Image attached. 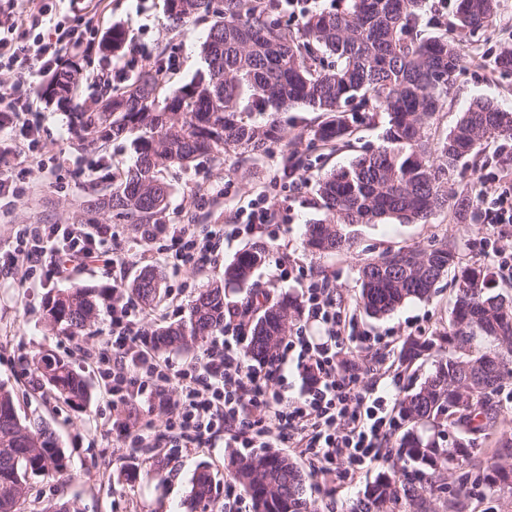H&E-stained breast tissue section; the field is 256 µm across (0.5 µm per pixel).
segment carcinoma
I'll return each mask as SVG.
<instances>
[{
    "mask_svg": "<svg viewBox=\"0 0 512 512\" xmlns=\"http://www.w3.org/2000/svg\"><path fill=\"white\" fill-rule=\"evenodd\" d=\"M173 26L210 12L211 0H164ZM430 0H341L333 10L307 12L295 28L283 26L281 0H224L215 11L202 53L207 71L189 83L164 88L158 71L143 69L123 89L101 101L112 112L75 113L83 140L132 138L134 164L112 180L108 196L94 194L86 211L105 210L129 224H154L165 209L169 185L162 171L184 167L200 156L233 149L262 154L286 138L275 113L303 108L330 119L315 130L324 144L351 133L348 111L386 115L383 144L318 179L324 218L308 225L307 247L315 253L350 251L356 226L392 219L427 222L452 207L464 221L481 214L470 196L448 187L463 161L478 164L482 144L512 138V112L477 98L456 126L437 143L428 134L443 108L462 62L456 31L484 28L499 0H456L448 33L424 38L419 26ZM77 68L56 71L42 94L58 103L76 96ZM262 112L261 123L244 114ZM269 253L254 242L224 267L189 306L187 320L154 332L158 351L195 347L224 329L225 288H253V276ZM455 265L446 243L409 247L365 260L359 270L358 305L383 317L413 300H425ZM485 267L466 268L456 281L448 330L439 338L409 336L398 356L410 365L439 343L433 369L398 402L409 424L388 455L396 457L366 487L352 512H464L471 490L481 498L512 497V433L501 434L492 456L479 458L477 439L501 424L498 396L504 375L512 376V294L490 287ZM162 276L148 269L130 291L146 306L160 295ZM104 288L74 286L45 302L51 329L76 336L96 322V299ZM293 298L265 299L251 335L247 363H266L297 320ZM37 369L64 403L81 409L90 399L84 376L62 359L43 355ZM467 463L472 469L461 473ZM231 475L251 497L255 512H314L305 497V476L286 455L271 448L231 459ZM57 438L40 418H22L12 390L0 385V512H21L32 476L68 472ZM212 480L201 470L190 500L210 498Z\"/></svg>",
    "mask_w": 512,
    "mask_h": 512,
    "instance_id": "cac0c4a2",
    "label": "carcinoma"
}]
</instances>
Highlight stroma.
Here are the masks:
<instances>
[{
  "mask_svg": "<svg viewBox=\"0 0 512 512\" xmlns=\"http://www.w3.org/2000/svg\"><path fill=\"white\" fill-rule=\"evenodd\" d=\"M48 10L39 32H53L56 21L77 26L83 36L80 47L64 59L80 69L77 102L92 111L105 88L93 84L104 57L112 59L109 85L122 87L146 67L159 71L163 85L190 82L203 70L201 54L209 23L200 20L171 30L164 0H38ZM126 30L127 40L119 50L108 45L113 25ZM466 57L458 72L442 112L431 127L439 139L454 127L462 112L476 97L493 100L512 109V73L493 71L496 53L512 44V0H500L492 23L477 34L461 37ZM108 85V86H109ZM40 109L31 113L37 123L41 159L27 165L26 193L14 207L0 213V383L13 388L20 416L42 417L54 431L69 459V471L62 476H40L30 481L24 512H45L50 505L74 504L77 512H224V493L233 483L229 457L235 450L232 432L217 434L209 445L182 448H129L112 434L111 419L126 417L162 423L156 408L144 402L113 406L112 396L87 353L99 347L112 333V301L98 302L96 333L70 338L51 330L42 310L48 295L76 285L112 287V274L100 266L76 267L62 280L45 281L41 267L29 262L9 263L21 230L34 224H78L84 222L86 201L91 191L108 193L114 172L132 164L134 151L129 140L109 143L78 140L72 130L68 106L40 98ZM287 143L273 144L268 152L241 158L231 151L219 157L198 159L186 169L166 173L170 185L167 207L160 216L163 224H191L197 235H205L209 225H235L239 211L247 209L258 193H265L268 205L280 224L276 240L267 232L259 236L231 235L218 246L214 256L196 267L170 269L166 252L159 244L145 243L138 229L111 222L99 215V223H113L120 235L125 256L121 280L130 284L148 267L164 272L160 298L148 307L140 324L142 331L177 323L189 313V304L199 288L221 279L224 267L253 239L269 240L271 253L257 271V288L282 296L301 297L309 279L326 280L336 301L354 308L358 330L372 336L389 337L382 352H364L359 357L366 386L400 398L405 389L417 386L432 366V356H424L410 369L396 365L403 339L408 335L436 336L448 328L455 302L454 273H447L434 295L426 301H411L389 316L377 319L355 308L360 291L358 269L364 259L403 247H426L448 241L457 248L458 268L490 266L497 246L486 223L468 224L452 211L438 212L427 224H399L382 221L358 229L357 245L350 252L315 256L304 247L306 226L322 218L314 191L318 176L347 164L353 157L377 148L382 142L383 115L372 120H356L355 132L337 150L325 148L313 137L323 115L294 109L280 113ZM297 151L305 164L284 174L287 150ZM512 175V140L492 139L484 145L478 166L464 164L452 179L455 191L471 196L493 192L499 178ZM287 259L293 273L286 281L275 282L271 274L279 259ZM49 354L71 363L87 379L91 398L77 409L58 399L36 370V356ZM277 451L288 455L306 476L305 496L316 512H349L365 487L384 469L373 463L356 475L343 478L335 473L317 475L309 459L298 449L276 443ZM206 468L212 476L209 500L193 504L189 490L195 472Z\"/></svg>",
  "mask_w": 512,
  "mask_h": 512,
  "instance_id": "stroma-1",
  "label": "stroma"
}]
</instances>
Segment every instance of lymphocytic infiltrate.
Instances as JSON below:
<instances>
[{
  "label": "lymphocytic infiltrate",
  "mask_w": 512,
  "mask_h": 512,
  "mask_svg": "<svg viewBox=\"0 0 512 512\" xmlns=\"http://www.w3.org/2000/svg\"><path fill=\"white\" fill-rule=\"evenodd\" d=\"M13 7L0 10V69L16 74L15 83L0 92L5 113L21 118L32 110L34 87L27 77L33 63H57L78 40L73 33H55L27 42L18 34ZM162 227L144 225L141 236L155 241ZM166 251L173 269L195 266L214 253L224 239V227L212 225L208 237L198 238L189 225H173ZM117 235L108 224H41L20 233L17 254L39 262L52 258L47 280L62 278L71 263L99 264L115 270L123 261L114 247ZM305 306L312 321L324 328L322 339L299 333L287 337L274 359L261 365L241 359L247 328L240 310H230L224 331L212 337L202 357L182 367L158 355L152 339L137 329L142 309L112 306V334L94 356L100 375L110 380L112 402L126 405L153 400L161 384L177 381L179 395L160 400L166 430L177 431L179 445L198 448L224 428L235 429L244 448H266L271 441L289 443L308 455L318 471L344 468L347 477L378 459L379 445L396 428L388 395L361 383L358 367L337 360L339 351L370 349L380 339L356 331L348 307L336 304L324 285L311 283ZM310 373L300 396L288 394V365Z\"/></svg>",
  "instance_id": "lymphocytic-infiltrate-1"
}]
</instances>
